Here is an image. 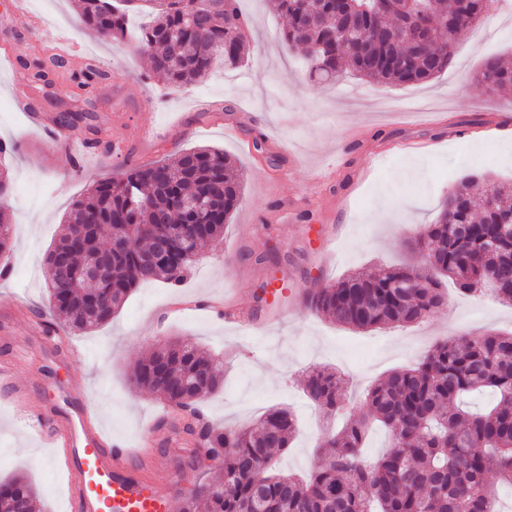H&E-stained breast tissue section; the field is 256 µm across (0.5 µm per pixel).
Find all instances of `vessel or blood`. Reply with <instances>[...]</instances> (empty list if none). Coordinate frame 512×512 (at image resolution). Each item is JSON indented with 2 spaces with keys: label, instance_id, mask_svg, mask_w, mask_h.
I'll return each instance as SVG.
<instances>
[{
  "label": "vessel or blood",
  "instance_id": "obj_1",
  "mask_svg": "<svg viewBox=\"0 0 512 512\" xmlns=\"http://www.w3.org/2000/svg\"><path fill=\"white\" fill-rule=\"evenodd\" d=\"M41 339L56 362L79 356L60 331L43 332ZM28 358V352L18 350L13 362L0 365V391L20 411L26 407L28 386L17 380L14 366ZM34 426L66 478L69 512H179L175 496L158 495L150 480L133 473L131 461L138 449L114 443L88 399L69 385L56 386L47 407L35 415Z\"/></svg>",
  "mask_w": 512,
  "mask_h": 512
}]
</instances>
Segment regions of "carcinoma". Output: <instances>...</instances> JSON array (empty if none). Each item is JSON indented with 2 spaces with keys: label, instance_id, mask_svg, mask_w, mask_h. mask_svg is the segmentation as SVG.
Listing matches in <instances>:
<instances>
[{
  "label": "carcinoma",
  "instance_id": "1",
  "mask_svg": "<svg viewBox=\"0 0 512 512\" xmlns=\"http://www.w3.org/2000/svg\"><path fill=\"white\" fill-rule=\"evenodd\" d=\"M277 0L285 19L281 41L300 49L312 81H334L350 69L370 80L391 84L425 83L452 64L458 33L479 24L497 0H478L463 10L460 0H430L432 14L449 17L455 26L438 24L430 40L411 43L413 0ZM81 21L99 36L124 41L135 15L149 18L136 35V47L148 54L152 68L176 86L195 84L214 61L240 63L247 25L238 0H81ZM202 15L197 29L185 25L187 15ZM34 83L46 80L48 63L35 56L22 62ZM106 73L90 62L72 75L86 91ZM477 81L487 91L512 86V68L497 58L484 61ZM64 112L60 127L83 129L101 144L102 130L90 100ZM479 177L470 175L448 192L439 219L413 243L430 249L434 268L460 289L496 281L498 300L512 305V232L500 223L512 215V183L485 193L476 191ZM242 181L224 152L210 148L184 151L118 177L92 184L77 200L62 233L46 257L49 302L54 322L71 333L87 332L112 320L133 288L157 280L179 286L191 259L151 264L156 235L164 223L187 224L192 248L216 241L240 201ZM496 207L487 206L489 195ZM213 198V212L199 218L182 210L197 196ZM469 225L466 246L456 239V225ZM125 239L112 250L111 276L89 285L77 272L95 259L100 236ZM12 225L0 212V254L12 247ZM68 269L58 268L57 257ZM303 300L329 320L355 330L400 327L418 322L445 306L440 282L407 267L379 272L359 271L328 285L303 291ZM224 364L190 340L168 341L134 365V386L156 395L172 409L187 410L220 388ZM307 395L327 412L343 401L345 380L325 368L312 369ZM488 391L486 409L464 408V399ZM366 415L347 419L343 429L327 437L319 461L305 479L279 474L276 451L288 449L296 430L293 414L271 408L248 427L201 429L188 422L185 433L199 438L197 455L214 462L209 477L182 503L194 512L196 500L208 512H499L487 476L512 485V334L435 343L420 362L393 370L372 385L364 398ZM385 427L389 449L376 458L365 452L369 424ZM13 490L14 512H31L35 495L24 480L0 482Z\"/></svg>",
  "mask_w": 512,
  "mask_h": 512
}]
</instances>
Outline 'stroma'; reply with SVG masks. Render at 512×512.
Returning <instances> with one entry per match:
<instances>
[{"mask_svg":"<svg viewBox=\"0 0 512 512\" xmlns=\"http://www.w3.org/2000/svg\"><path fill=\"white\" fill-rule=\"evenodd\" d=\"M78 0H53L58 27L31 35L28 20L41 19L37 0H27L26 19L0 0V141L14 145L0 157L12 190L0 211L14 225L12 250L0 255L10 269L0 279V363L14 341L30 336L33 313L48 309L45 257L65 215L96 180L154 162L166 155L211 146L229 155L243 174L240 202L222 239L203 244L180 287L155 282L134 288L111 323L72 336L81 360L44 371L16 369L20 381L37 380L28 398L43 408L57 380L86 396L113 440L146 448L144 470L156 477L159 494L188 498L205 480L190 460L193 441L167 442L165 405L130 381L133 365L163 342L190 339L224 361V387L197 406L213 425H249L269 408L285 407L298 419L287 453L286 473L305 474L316 448L343 416L358 415V398L390 371L414 364L435 342L485 332L512 333V306L458 293L445 283L447 306L406 327L351 330L331 323L302 299L269 320L270 302H257L258 288L272 280L283 289L325 285L356 269L404 266L428 272L426 257L412 249L435 223L448 190L480 175V189L512 182V88L489 92L476 80L483 61L502 57L512 66V5L498 0L480 26L461 32L451 67L422 84L368 82L345 72L332 83L311 82L301 51L280 40L285 20L275 0H241L248 25L243 60L236 68L216 64L204 81L176 89L153 72L133 41H107L80 25ZM69 34L85 57L107 76L89 96L69 80L77 65L54 69L48 87L30 86L20 62L50 52L58 33ZM24 85L34 120L12 96ZM91 99L98 122L115 151L84 163L83 134L71 153L51 154L40 121L82 108ZM159 132L145 137L144 127ZM470 130L465 139L450 127ZM265 151L253 148L254 138ZM429 150H420V143ZM206 296L236 304L263 323L260 334L212 319L205 308L171 313L181 300ZM326 367L349 383L342 415L327 414L302 388L305 374ZM47 450L0 396V480L21 474L36 488L34 512H66L65 478L46 462Z\"/></svg>","mask_w":512,"mask_h":512,"instance_id":"obj_1","label":"stroma"}]
</instances>
